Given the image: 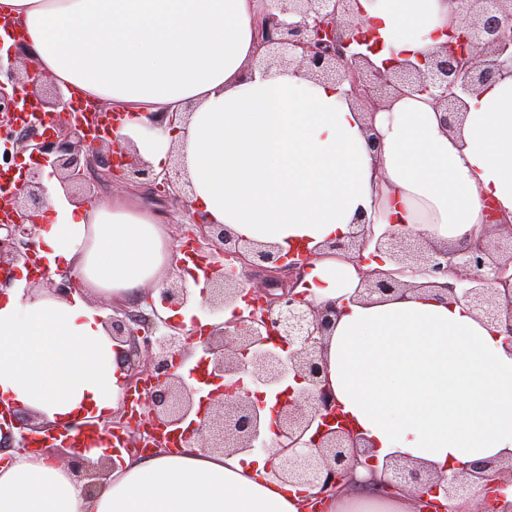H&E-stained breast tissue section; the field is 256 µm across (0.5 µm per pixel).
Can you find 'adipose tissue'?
<instances>
[{"label": "adipose tissue", "mask_w": 512, "mask_h": 512, "mask_svg": "<svg viewBox=\"0 0 512 512\" xmlns=\"http://www.w3.org/2000/svg\"><path fill=\"white\" fill-rule=\"evenodd\" d=\"M382 42L375 63L417 60L446 41L448 0H360ZM277 0H0L23 26L28 58L65 100L120 110L117 140L163 172L178 156L191 210L239 238L301 251L316 302L335 301L327 364L336 403L377 458L406 456L439 476L512 456V337L464 302L431 291L353 302L357 264L323 251L359 219L456 241L480 231L487 202L512 218V78L467 97L460 130L413 92L362 107L348 85L295 66H257L255 27ZM152 112H181L172 132L137 133ZM379 135L371 153L367 138ZM35 253L70 298H0V397L57 426L115 408L126 372L87 291L126 299L170 260L158 207L73 202L57 181ZM269 454L181 447L125 456L95 497L50 454L0 466V512H301L305 491L273 480ZM330 512H412L401 496L342 491Z\"/></svg>", "instance_id": "1"}]
</instances>
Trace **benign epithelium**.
Listing matches in <instances>:
<instances>
[{
    "instance_id": "1",
    "label": "benign epithelium",
    "mask_w": 512,
    "mask_h": 512,
    "mask_svg": "<svg viewBox=\"0 0 512 512\" xmlns=\"http://www.w3.org/2000/svg\"><path fill=\"white\" fill-rule=\"evenodd\" d=\"M283 14L297 21L264 16L257 30L258 46L269 54L267 67L298 65L318 82L349 84V94L359 102H381L409 87L434 101L443 111V123L453 131L463 122L464 97L485 85L512 77V0H450L458 4L456 23L448 42L416 62L389 61L377 65L373 34L359 18V0H279ZM16 45L0 41V168L16 173L15 162L30 152L36 167L11 179L0 196V269L9 283L15 265L31 261L32 239L38 224L34 213L44 205L41 176L51 169L68 198L96 166L105 141L88 139L82 117L69 109L60 88L54 100L41 92L48 81L28 65ZM176 115H150L151 130L173 127ZM178 170L156 174L141 160L133 146L111 144V158L101 165L97 181L103 186L143 184L146 200L160 204L181 192ZM199 236L224 252V266L198 265L203 272L202 306L213 313L240 301L245 308L213 327L203 342V363L211 367L205 377L194 370L188 376L175 373L184 362L190 337L182 326L165 323L167 332L155 339L125 319H110L112 339L124 343L121 363L134 382L140 372L151 373L144 394L151 429L157 443L169 427L183 436L184 445L210 452L252 453L266 445V429L277 437L279 463L268 474L281 482L317 490L306 504L322 501L340 492L355 467L374 469L377 460L366 439L354 435L340 419L328 386L325 340L335 325V303L317 304L297 291L307 259L284 262L273 246L242 243L221 224H211L200 212L190 216ZM374 242V251L388 257L392 268L360 270L355 296L367 300L375 295L403 299L427 287L463 301L485 321L504 329L512 337V222L496 210L488 214L482 233L467 234L456 244L426 237L409 240L387 227L377 235L370 224H358L342 239L325 249L353 256L364 263L363 251ZM254 270L263 276L259 288L248 289L242 272ZM428 275L450 277L442 283H415L404 277ZM48 291L67 298L75 280L64 274L49 280ZM160 305L182 308L192 304L189 289L176 284L159 289ZM146 353L147 365L140 355ZM258 391L244 388L241 375ZM301 385L292 397L288 379ZM187 427H182V424ZM103 457L89 465L75 454L68 459L71 470L91 475L104 471L121 457ZM386 487L409 490L414 495L433 494L437 512H458L457 502L468 491L504 489L512 484V457L477 462L464 474L435 476L404 457L390 456L382 465Z\"/></svg>"
}]
</instances>
